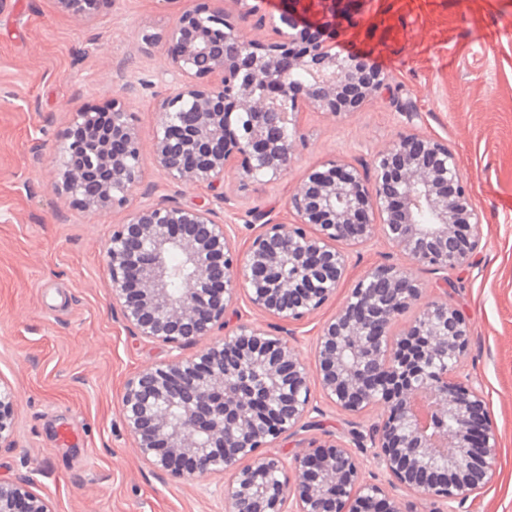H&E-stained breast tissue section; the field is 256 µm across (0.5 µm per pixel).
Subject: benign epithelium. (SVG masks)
<instances>
[{
  "instance_id": "7a95c632",
  "label": "benign epithelium",
  "mask_w": 512,
  "mask_h": 512,
  "mask_svg": "<svg viewBox=\"0 0 512 512\" xmlns=\"http://www.w3.org/2000/svg\"><path fill=\"white\" fill-rule=\"evenodd\" d=\"M82 25L97 16L95 0H53ZM250 39L221 7L182 11L165 40L169 92L158 104L150 142L116 94L100 113H69L53 176L58 195L87 214L124 207L142 183L149 151L173 186H204L222 204L224 177L236 171L244 191L262 170L276 185L306 137L300 105L342 118L336 93L363 84L368 98L387 77L367 62L363 74L321 41L311 57H294V34ZM328 71L325 81L299 73ZM374 178L335 159L310 169L289 188L292 221L249 210L250 245L237 252L224 218L204 199L192 206L174 195L131 209L105 245L112 308L135 335L177 352L127 380L121 423L143 464L186 481L227 474L225 512H402L405 497L423 496L459 512L467 493L496 475L498 437L484 411L482 389L456 372L470 327L448 300V272L471 264L483 224L454 154L415 131L400 134L373 158ZM401 202V215L393 201ZM260 230L253 231V224ZM381 239L409 261L369 269L314 343L319 395L291 326L320 310L343 282L349 253L338 247ZM437 276L428 296L412 268ZM274 318L277 329L241 323L228 329L239 294ZM413 319L400 323L410 306ZM224 332L191 356L179 351ZM378 422L311 441L288 465L264 448L322 414L319 402ZM18 405L0 378V450L16 446ZM377 470L366 479L355 449ZM0 512H54L33 480L0 481Z\"/></svg>"
}]
</instances>
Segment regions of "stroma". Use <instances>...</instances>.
<instances>
[{
	"instance_id": "stroma-1",
	"label": "stroma",
	"mask_w": 512,
	"mask_h": 512,
	"mask_svg": "<svg viewBox=\"0 0 512 512\" xmlns=\"http://www.w3.org/2000/svg\"><path fill=\"white\" fill-rule=\"evenodd\" d=\"M179 10L175 0H104L83 26L52 0H0V378L19 408L0 479L32 478L55 512H224L222 477L152 473L120 422L126 381L172 356L112 308L104 245L125 210L86 214L52 186L75 108L128 88L133 122L152 137L167 90L164 40ZM285 15L385 65L388 87L336 121L302 109L306 147L276 188L251 184L247 204L285 222L287 191L311 166L335 158L372 177L376 152L410 129L448 145L483 223L472 265L452 274L451 301L471 326L463 373L481 386L499 442L494 481L468 493L462 510L512 512V0H276L237 24L271 42ZM350 259L336 297L294 328L303 354L369 268L406 263L381 241ZM376 419L327 404L317 426L271 451L288 462L301 439L345 438Z\"/></svg>"
}]
</instances>
